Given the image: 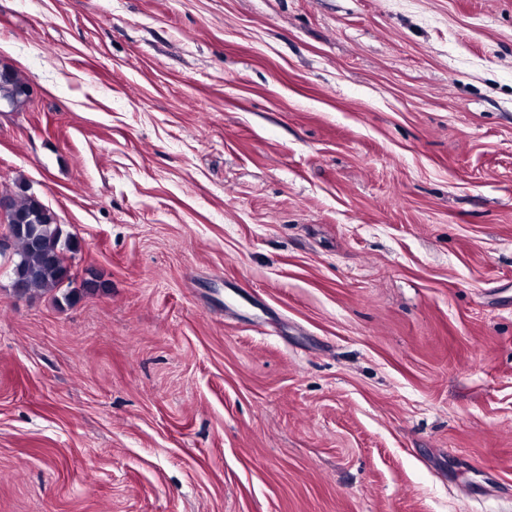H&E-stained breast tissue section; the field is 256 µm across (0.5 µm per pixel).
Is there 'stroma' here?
<instances>
[{
  "label": "stroma",
  "mask_w": 512,
  "mask_h": 512,
  "mask_svg": "<svg viewBox=\"0 0 512 512\" xmlns=\"http://www.w3.org/2000/svg\"><path fill=\"white\" fill-rule=\"evenodd\" d=\"M0 512H512V0H0ZM3 72L7 73L5 79H1ZM28 86L26 83L8 67L0 70V103L6 102L13 108L22 106L26 102ZM13 201L17 214L32 219L30 232L18 233L13 242L9 258L13 283L21 284L25 297L57 291L66 281L71 283L64 255L70 250V239L63 240L55 213L33 196Z\"/></svg>",
  "instance_id": "1"
}]
</instances>
